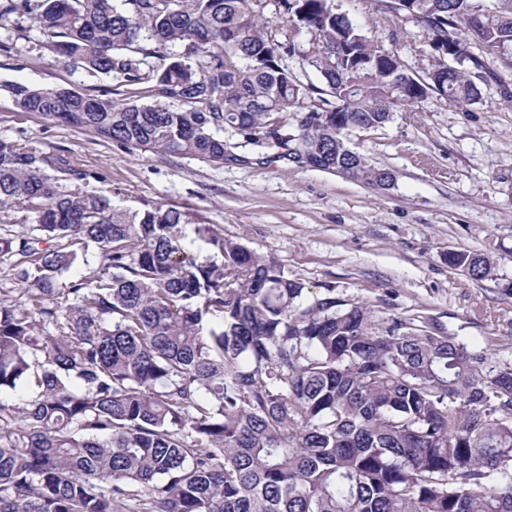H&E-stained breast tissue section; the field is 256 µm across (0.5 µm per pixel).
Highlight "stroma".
Returning a JSON list of instances; mask_svg holds the SVG:
<instances>
[{"label": "stroma", "mask_w": 512, "mask_h": 512, "mask_svg": "<svg viewBox=\"0 0 512 512\" xmlns=\"http://www.w3.org/2000/svg\"><path fill=\"white\" fill-rule=\"evenodd\" d=\"M13 84L156 100L151 83L68 66L16 15L0 20V138L94 172L68 189L106 195L124 210L175 206L275 257L310 294L331 288L376 316L420 318L489 364L512 365V107L498 94L464 110L433 96L383 129L353 132L351 147L395 175L381 191L250 147L243 161L221 166L120 147L21 110ZM452 251L488 255L494 279L450 266Z\"/></svg>", "instance_id": "obj_1"}]
</instances>
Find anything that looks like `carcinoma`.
Returning <instances> with one entry per match:
<instances>
[{
  "label": "carcinoma",
  "mask_w": 512,
  "mask_h": 512,
  "mask_svg": "<svg viewBox=\"0 0 512 512\" xmlns=\"http://www.w3.org/2000/svg\"><path fill=\"white\" fill-rule=\"evenodd\" d=\"M397 4L364 0L448 66L411 71L339 0H0V20L26 16L64 62L182 103L14 84L26 112L219 166L251 145L376 187L390 170L352 131L432 95L512 100V0ZM151 54L166 64L145 73ZM90 178L0 139V209L36 222L0 235L19 286L0 290V395L37 388L20 410L0 402V512H512V366L332 289L308 301L216 224L194 227L200 262L185 212L63 187ZM91 244L99 271L54 288ZM448 264L494 276L484 254Z\"/></svg>",
  "instance_id": "obj_1"
}]
</instances>
